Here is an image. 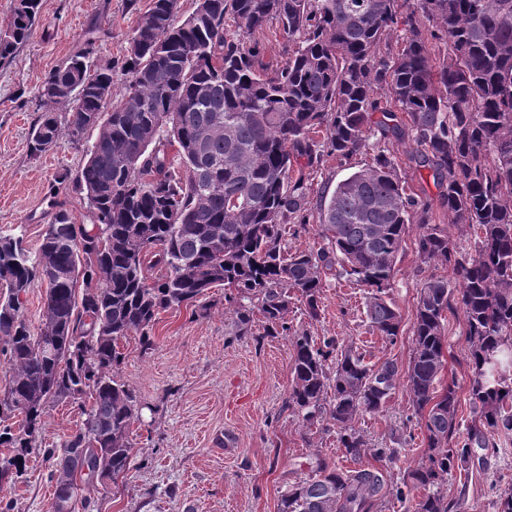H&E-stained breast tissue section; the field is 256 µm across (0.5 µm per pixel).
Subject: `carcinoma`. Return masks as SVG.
<instances>
[{"label": "carcinoma", "instance_id": "cac0c4a2", "mask_svg": "<svg viewBox=\"0 0 512 512\" xmlns=\"http://www.w3.org/2000/svg\"><path fill=\"white\" fill-rule=\"evenodd\" d=\"M39 0H18L0 59L27 40ZM152 0L137 17L127 78L110 112L112 70L88 74L77 56L43 81L46 103L70 105L68 129L98 128L73 182L91 224L63 203L36 252L0 236V355L10 366L0 391V488L21 479L47 405L68 399L85 416L54 463L53 499L78 494L77 479L103 484L131 466L132 391L114 376L118 341L160 312L189 306L216 286L240 325L254 304L267 330H290L288 290L320 317L324 277L333 272L371 289L365 315L389 342L401 316L387 290L410 225L421 263H444L455 282L431 275L417 300L407 369L369 364L334 336H293L289 403L312 421L327 410L343 454L383 466L321 462L284 491L277 512H374L394 495L412 512H461L444 491L448 474L475 465L472 449L496 450L512 437V0ZM283 41L267 61L246 39L269 30ZM397 46H391L393 36ZM83 78L81 95L69 83ZM404 120H398V115ZM61 134L45 112L30 150H51ZM380 135L376 144L370 139ZM408 138L406 166L426 170L436 203L407 190L391 139ZM373 151L365 167L309 198L311 174L334 157ZM467 224L473 254L449 229ZM288 224L316 226V249L285 253ZM163 274L149 281L147 272ZM45 286L38 332L23 313L34 282ZM463 312L470 342L471 424L461 428L456 386L441 385L446 312ZM53 352L47 354L43 347ZM409 394L427 441L414 468L395 478L385 466L399 449L375 447L356 422Z\"/></svg>", "mask_w": 512, "mask_h": 512}]
</instances>
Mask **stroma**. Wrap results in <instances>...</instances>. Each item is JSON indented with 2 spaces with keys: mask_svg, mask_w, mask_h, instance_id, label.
<instances>
[{
  "mask_svg": "<svg viewBox=\"0 0 512 512\" xmlns=\"http://www.w3.org/2000/svg\"><path fill=\"white\" fill-rule=\"evenodd\" d=\"M151 0H40V19L30 37L0 61V235L22 237L37 249L52 214L64 202L78 221L87 208L70 175L83 165L98 135L62 134L42 155L29 151V134L43 112H54L67 126L70 108L46 105L38 94L44 78L83 54L92 69L111 68L114 93L125 84L127 42L138 13ZM417 229H410L399 251L388 290L402 318V334L389 342L373 334L365 316L367 288L328 276L321 315L313 320L299 301L288 311L289 331L267 335L259 312H251L248 331L224 307V288L210 289L188 307L161 312L149 329L146 347L139 335L123 338L118 380L134 394L141 413L130 429L134 456L129 471L114 483L82 487L94 512H277L280 495L307 477L319 462H339L343 452L327 417L302 422L288 403L292 386V335L334 336L364 349L377 363L394 360L407 367L419 289L428 274L454 279L448 265L421 266ZM442 383L455 384L462 400L461 424L471 420L466 401L471 371L470 344L461 311L447 313ZM411 403L397 389L385 410L356 423L370 443L398 448L391 469L415 467L426 447L420 427L410 422ZM83 421L75 404H50L31 454L25 478L1 492L14 512H51L53 486L42 449L60 447ZM512 487V442L488 456L472 474L448 477L449 495L464 494L462 512H495L494 488Z\"/></svg>",
  "mask_w": 512,
  "mask_h": 512,
  "instance_id": "obj_1",
  "label": "stroma"
}]
</instances>
